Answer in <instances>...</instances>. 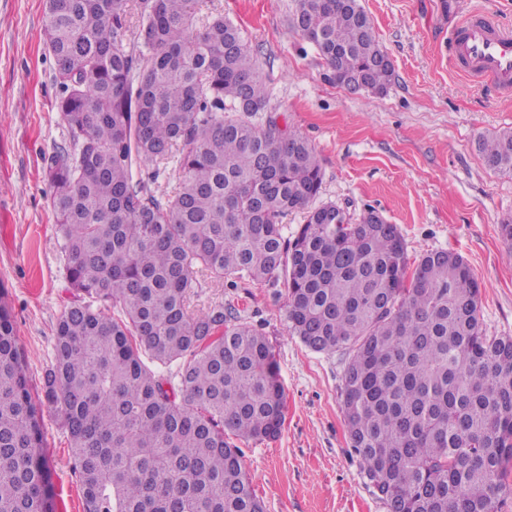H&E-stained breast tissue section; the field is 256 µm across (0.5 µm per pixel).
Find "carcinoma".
<instances>
[{"instance_id":"carcinoma-1","label":"carcinoma","mask_w":512,"mask_h":512,"mask_svg":"<svg viewBox=\"0 0 512 512\" xmlns=\"http://www.w3.org/2000/svg\"><path fill=\"white\" fill-rule=\"evenodd\" d=\"M46 0L68 146L44 158L75 299L32 396L0 297V512H52L41 407L61 418L84 512H265L234 440L277 438L285 388L272 345L224 305L193 312L196 274L283 283L290 335L346 355L351 448L389 512H497L512 491V336H488L469 264L410 262L376 210L315 204V147L268 114L242 30L192 0ZM291 25L337 85L393 76L360 0H294ZM512 176V132L481 135ZM177 157L161 198L143 173ZM301 211L291 238L283 219ZM112 304V315L101 306Z\"/></svg>"}]
</instances>
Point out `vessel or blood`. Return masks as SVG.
Segmentation results:
<instances>
[{
	"label": "vessel or blood",
	"instance_id": "b4317fda",
	"mask_svg": "<svg viewBox=\"0 0 512 512\" xmlns=\"http://www.w3.org/2000/svg\"><path fill=\"white\" fill-rule=\"evenodd\" d=\"M466 16L449 39L451 59L478 85L512 96V27L479 11H467Z\"/></svg>",
	"mask_w": 512,
	"mask_h": 512
}]
</instances>
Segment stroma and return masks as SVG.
Returning a JSON list of instances; mask_svg holds the SVG:
<instances>
[{"label": "stroma", "instance_id": "1", "mask_svg": "<svg viewBox=\"0 0 512 512\" xmlns=\"http://www.w3.org/2000/svg\"><path fill=\"white\" fill-rule=\"evenodd\" d=\"M467 3L512 24V0H361L394 67L377 96L336 85L316 48L290 27L292 0H193V7L242 28L270 110L319 154L320 201L355 214L375 208L401 229L410 258L461 254L481 287L487 335L512 336V244L500 233L512 219V177L490 170L476 148L479 135L512 131V100L473 86L448 62V38ZM44 10L45 0H0V293L35 392L70 298L43 173L44 155L63 140ZM198 279L192 310L224 304L260 328L276 353L286 391L281 434L241 445L266 512H387L349 447L343 356L312 351L289 334L284 288ZM41 423L56 512H83L61 419L46 408Z\"/></svg>", "mask_w": 512, "mask_h": 512}]
</instances>
